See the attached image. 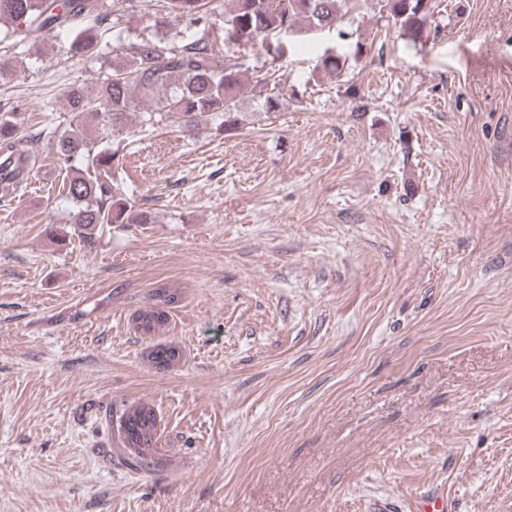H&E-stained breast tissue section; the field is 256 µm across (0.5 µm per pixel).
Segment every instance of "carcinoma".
<instances>
[{
  "instance_id": "obj_1",
  "label": "carcinoma",
  "mask_w": 512,
  "mask_h": 512,
  "mask_svg": "<svg viewBox=\"0 0 512 512\" xmlns=\"http://www.w3.org/2000/svg\"><path fill=\"white\" fill-rule=\"evenodd\" d=\"M165 15L193 23L219 22L224 42L266 47L272 60L285 55L282 38L303 19L312 28L335 27L341 22V0H160ZM429 0H386L390 16L402 35L415 41L424 35L430 17ZM115 12L107 0H0V42L22 43L38 35L68 33L70 51L82 54L95 46V28L108 23ZM348 57L326 54L321 69L340 75ZM244 88L239 64L224 54L221 43L197 38L172 45L166 39L133 43L115 55L104 75L92 86H75L66 92L70 125L52 136V155L68 172L66 198L74 205L73 223L88 240L103 224H148L150 216L133 209L112 170L119 165L120 147H100L88 137L83 119L92 116L102 133L120 136L132 112L142 113L141 124L152 127L175 115L181 128L194 131L204 118L225 117L235 122L238 96ZM39 155L30 138L18 135L16 122L0 113V202L9 203L22 191L24 178L38 166ZM146 321L145 335L154 336L167 322L168 311L151 301L138 312ZM148 361L159 370L177 365L180 348L172 343L151 347ZM154 406L139 402L120 416L127 464L150 471L157 464L158 433Z\"/></svg>"
}]
</instances>
